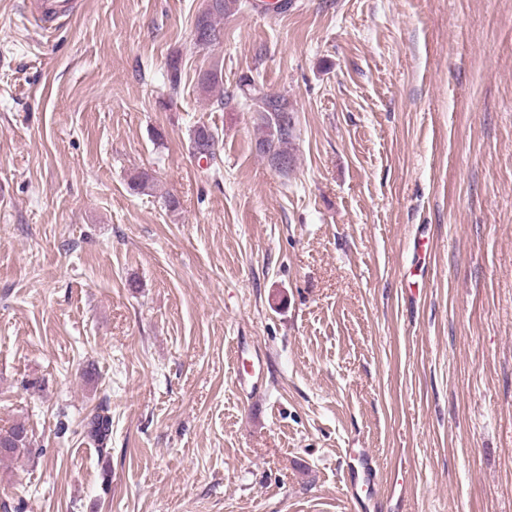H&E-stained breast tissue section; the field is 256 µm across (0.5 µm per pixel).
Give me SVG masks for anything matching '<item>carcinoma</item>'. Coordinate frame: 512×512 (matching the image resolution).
Segmentation results:
<instances>
[{"label": "carcinoma", "mask_w": 512, "mask_h": 512, "mask_svg": "<svg viewBox=\"0 0 512 512\" xmlns=\"http://www.w3.org/2000/svg\"><path fill=\"white\" fill-rule=\"evenodd\" d=\"M240 7L239 0H204V6L197 15L193 34L203 46L220 41L219 21L233 14ZM198 87L206 95L218 93V101H224L223 70L210 67L199 72ZM238 89L243 105L255 113L260 131L256 149L268 164L280 173H288L294 162L293 140L295 115L288 97L270 94L254 79L240 78ZM190 153L195 158H205L217 164L219 152L218 133L205 125H198L189 135ZM86 436L97 445L99 452L106 451L112 434V416L105 408H99L86 417ZM28 429L22 423H15L0 429V458L12 457L31 447Z\"/></svg>", "instance_id": "obj_1"}]
</instances>
